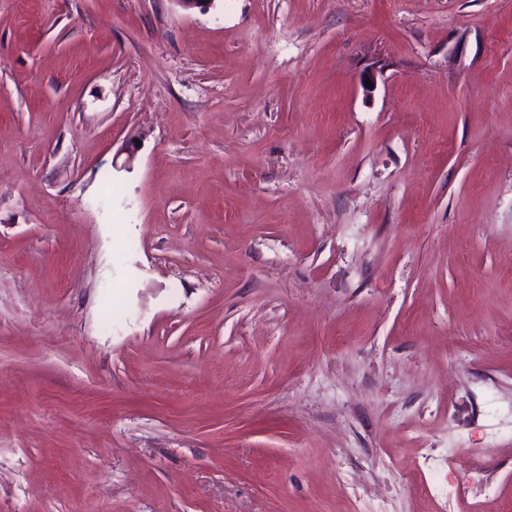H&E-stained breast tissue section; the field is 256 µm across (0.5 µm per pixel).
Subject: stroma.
<instances>
[{"instance_id": "obj_1", "label": "stroma", "mask_w": 512, "mask_h": 512, "mask_svg": "<svg viewBox=\"0 0 512 512\" xmlns=\"http://www.w3.org/2000/svg\"><path fill=\"white\" fill-rule=\"evenodd\" d=\"M490 495L512 0H0V512Z\"/></svg>"}]
</instances>
